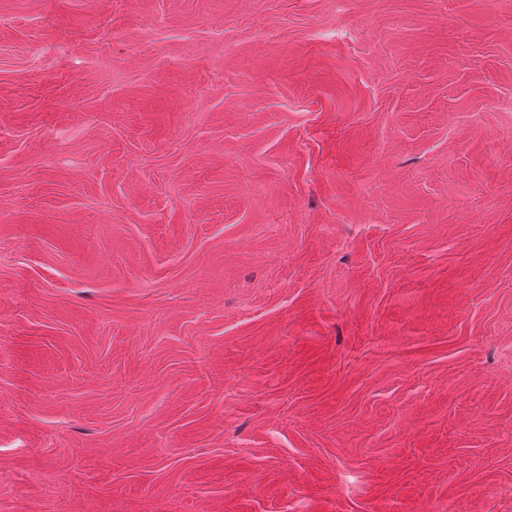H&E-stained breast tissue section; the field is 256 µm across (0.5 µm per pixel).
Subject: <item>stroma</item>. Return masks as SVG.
<instances>
[{
  "instance_id": "stroma-1",
  "label": "stroma",
  "mask_w": 512,
  "mask_h": 512,
  "mask_svg": "<svg viewBox=\"0 0 512 512\" xmlns=\"http://www.w3.org/2000/svg\"><path fill=\"white\" fill-rule=\"evenodd\" d=\"M0 512H512V0H0Z\"/></svg>"
}]
</instances>
